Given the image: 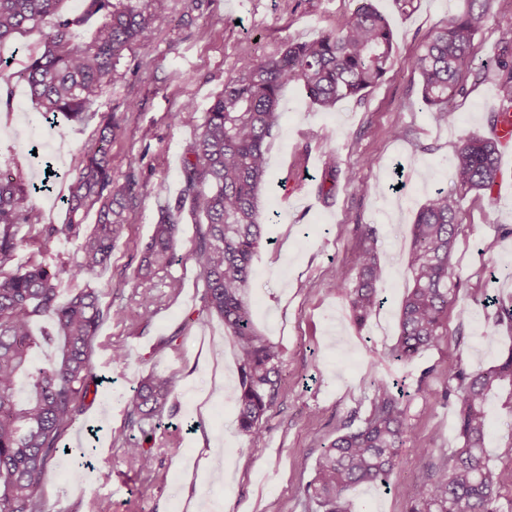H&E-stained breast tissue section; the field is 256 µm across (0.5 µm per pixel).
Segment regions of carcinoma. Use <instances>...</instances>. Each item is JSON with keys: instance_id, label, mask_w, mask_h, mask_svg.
Here are the masks:
<instances>
[{"instance_id": "1", "label": "carcinoma", "mask_w": 512, "mask_h": 512, "mask_svg": "<svg viewBox=\"0 0 512 512\" xmlns=\"http://www.w3.org/2000/svg\"><path fill=\"white\" fill-rule=\"evenodd\" d=\"M65 2L0 0V46L32 29L42 33L40 47L28 53L19 72L11 73V64L1 58L0 72L9 80L24 79L36 111L82 122L125 51L134 46L150 50L154 33L169 18L158 9V0H81L76 14L65 9ZM466 2V9L436 25L420 53L408 60L419 77L422 104L445 121L453 113L452 100L468 93L465 77L475 71L473 43L492 16V0ZM394 53L387 19L371 0H358L336 31L245 60L204 112L199 133L184 152L180 196L174 207L161 212L142 252L135 278L147 282L157 276L170 294L178 293L181 280L170 272L177 246L175 214L188 207L202 219L188 254L203 285L196 321L203 325L215 314L236 340L238 431L253 448L265 440L262 420L280 384L281 351L254 328L249 289L252 255L262 238L259 195L268 170V143L281 123V91L297 85L312 103L334 108L379 85ZM491 64L501 91L499 108L491 115L496 123L500 114L512 112V26L498 29ZM98 128V137L85 145L80 166L70 174L66 223L47 228L48 236L74 246L68 259L50 262L40 250L16 262L19 249L36 241L32 232L42 223L29 198L49 190L53 174L38 184L28 183L20 171L0 178V512H45L44 474L62 451L63 436L83 414L96 380L90 354L99 323L106 314L115 320L126 317L122 308L103 311L94 288L62 295L63 275L76 279L109 263L132 198V180L112 176L109 146L117 128L112 113H100ZM499 153L497 140L463 139L454 154L451 186L431 193L416 213L407 256L412 287L399 311L393 348L397 361L413 359L447 335L448 306L459 288L451 264L458 197L492 194L500 177ZM324 172L319 193L329 197L336 189V157H326ZM94 208L97 222L85 231L83 216ZM362 237L358 277L348 287L352 317L360 326L381 306L377 284L384 277L375 230L365 226ZM153 313V296L142 294L135 316L147 322ZM38 318L50 319L53 330L34 336L32 324ZM58 338V355L33 364V351ZM448 380L456 382L461 446L423 483L390 489L405 499L407 512H494L498 491L512 483V471L486 458L488 402L504 386L512 388V351L498 364L471 373L450 367ZM176 385L174 374L146 377L126 400L128 424L152 437V423ZM408 433L400 393L387 383L379 385L368 418L355 428L347 424L324 449L306 495L319 512H352L347 491L355 485H389ZM125 453L139 468H153L142 445L133 443Z\"/></svg>"}]
</instances>
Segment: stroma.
Masks as SVG:
<instances>
[{
  "mask_svg": "<svg viewBox=\"0 0 512 512\" xmlns=\"http://www.w3.org/2000/svg\"><path fill=\"white\" fill-rule=\"evenodd\" d=\"M394 33L395 57L384 81L361 99L324 110L303 91L287 87L282 120L268 144V172L261 195L263 240L252 268V318L263 336L281 350V387L263 421L265 441L249 447L237 431V355L234 340L219 318L196 322L202 284L187 254L196 235L190 213L179 221L177 261L171 272L182 280L170 296L153 280L157 300L151 322L102 321L93 341L91 364L97 378L85 399L79 426L64 436L72 446L93 447L96 463L72 480L76 460L58 457L42 486L46 512H85L94 495L112 503V512H187L199 499L203 512H315L304 493L324 447L349 422H361L378 385L398 383L409 426L391 476L412 486L432 466L450 458L459 440L456 398L448 369L473 371L497 364L512 351V327L495 326V310L483 306L485 293L512 300V280L493 272L512 267V189L494 200L475 194L459 201V234L451 263L460 282L448 310L443 342L414 360L393 361L398 313L409 285L406 256L410 226L435 189L449 187L455 150L462 137H491L492 112L499 105L495 73L467 75L468 94L457 99L448 121L419 102V81L405 65L433 28L464 10L465 0H414L400 13L395 0H374ZM356 0H160L171 22L159 30L150 51H126L111 83L102 87L91 109L114 113L119 127L112 141V174L132 179L135 193L112 258L97 272L65 281L72 292L96 289L102 307H135L140 290L133 273L159 212L181 190L179 172L185 148L194 141L202 115L224 89V80L243 57L260 58L288 41H305L335 31ZM10 103L0 107V167L18 168L31 181L41 178L43 162L58 176L51 191L33 196L44 224L67 219L62 203L68 175L82 160L85 143L96 138L97 120L52 124L33 109L29 89L11 84ZM194 111H183L185 102ZM136 112H127L128 103ZM180 113L172 123L171 113ZM403 138H394V128ZM36 137L43 149L18 132ZM335 155L339 171H354L355 191L337 179L331 198L317 192L323 160ZM139 163L129 167V156ZM378 236V262L386 272L378 289L384 305L358 326L344 290L353 283L364 226ZM125 359L112 360L113 348ZM177 373L179 382L152 442L154 472L125 456L138 428L125 422V399L149 373ZM487 452L493 464L512 469V405L494 397L489 405ZM211 452L200 470L198 451ZM347 498L352 512H406L405 501L384 487L359 486Z\"/></svg>",
  "mask_w": 512,
  "mask_h": 512,
  "instance_id": "1",
  "label": "stroma"
}]
</instances>
